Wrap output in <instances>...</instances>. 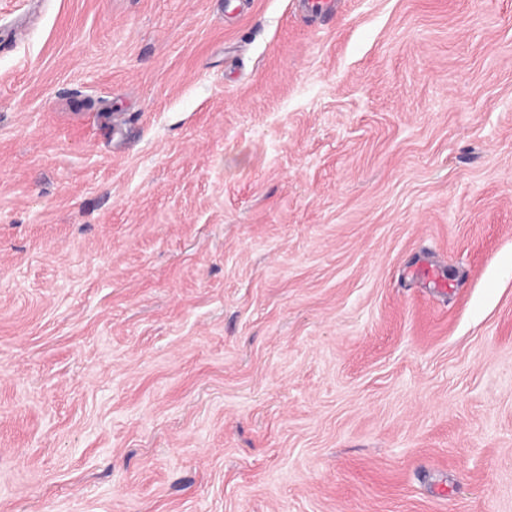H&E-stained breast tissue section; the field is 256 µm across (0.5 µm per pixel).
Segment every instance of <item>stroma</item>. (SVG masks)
<instances>
[{
  "label": "stroma",
  "instance_id": "1",
  "mask_svg": "<svg viewBox=\"0 0 512 512\" xmlns=\"http://www.w3.org/2000/svg\"><path fill=\"white\" fill-rule=\"evenodd\" d=\"M334 2L0 0V512H512V0Z\"/></svg>",
  "mask_w": 512,
  "mask_h": 512
}]
</instances>
